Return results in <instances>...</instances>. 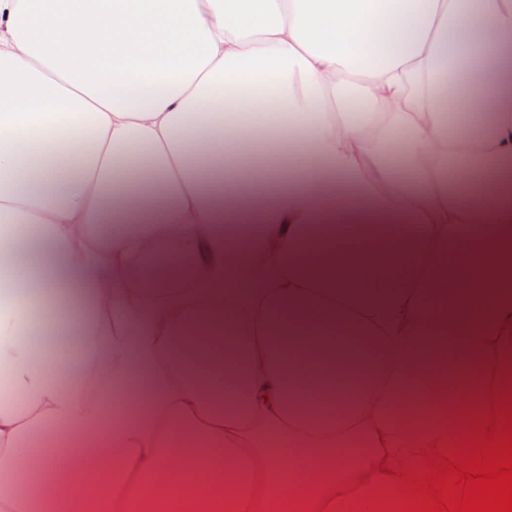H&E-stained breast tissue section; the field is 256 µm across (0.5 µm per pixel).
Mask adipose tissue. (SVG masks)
<instances>
[{"mask_svg":"<svg viewBox=\"0 0 512 512\" xmlns=\"http://www.w3.org/2000/svg\"><path fill=\"white\" fill-rule=\"evenodd\" d=\"M510 170L512 0H0V512H367L512 379Z\"/></svg>","mask_w":512,"mask_h":512,"instance_id":"1","label":"adipose tissue"}]
</instances>
